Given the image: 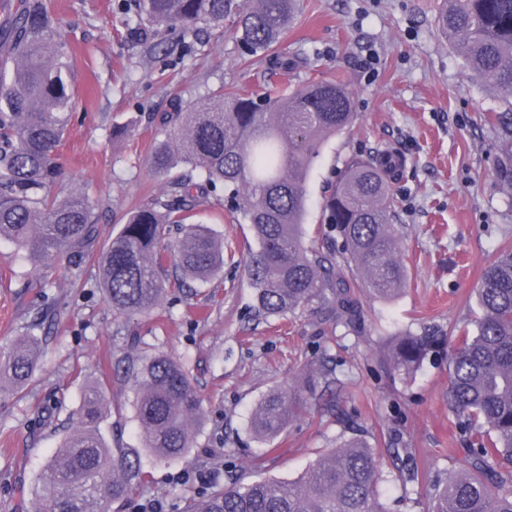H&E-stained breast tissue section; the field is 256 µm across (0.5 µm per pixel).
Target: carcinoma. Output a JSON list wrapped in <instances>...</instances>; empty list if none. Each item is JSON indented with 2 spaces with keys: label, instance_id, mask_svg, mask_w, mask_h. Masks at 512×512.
<instances>
[{
  "label": "carcinoma",
  "instance_id": "cac0c4a2",
  "mask_svg": "<svg viewBox=\"0 0 512 512\" xmlns=\"http://www.w3.org/2000/svg\"><path fill=\"white\" fill-rule=\"evenodd\" d=\"M139 23L182 25L185 36L224 28L237 18L239 41L251 53L272 50L297 11L296 0H139ZM438 29L463 56L472 76L512 97V0H442ZM70 56L45 0H17L0 24V238L30 256L81 251L94 241V205L85 194L49 195L60 165L57 147L69 113ZM343 84L318 81L288 92L229 89L177 104L158 119L149 157L161 176L180 169L151 203L133 212L99 258L100 288L119 314L152 311L168 288L208 282L224 270V240L193 222L199 195L224 187L229 212L251 225L257 249L244 259L260 318L283 317L313 303L346 308L352 288L390 299L407 283L392 229L399 202L392 190L397 165L382 150L346 161L324 196L322 223L339 232L345 262L359 276L329 280L332 257L305 243L306 182L324 140L350 123ZM501 175L512 181V111L497 112ZM181 229L164 243L171 225ZM481 315L448 345V408L466 437L469 467L430 481L426 512H512V250L499 254L478 288ZM443 342L431 333L405 336L388 365L412 374ZM38 342L29 339L0 357V389H18L34 370ZM129 373L137 387L143 447L159 460L185 456L201 402L188 369L158 355ZM105 397L85 388L71 432L35 483L45 512H110L140 476L139 453L110 448L96 424ZM296 395L278 390L254 410V433L282 432L299 412ZM383 462L357 439L339 445L296 482L236 479L191 501L188 512H386L379 484Z\"/></svg>",
  "mask_w": 512,
  "mask_h": 512
}]
</instances>
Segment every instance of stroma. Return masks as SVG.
<instances>
[{"mask_svg":"<svg viewBox=\"0 0 512 512\" xmlns=\"http://www.w3.org/2000/svg\"><path fill=\"white\" fill-rule=\"evenodd\" d=\"M48 2L81 103L51 192L88 194L98 236L71 261L33 262L0 240V356L24 337L40 342L27 386L0 392V512H38L32 485L70 432L85 386L97 382L103 437L139 449L143 471L112 512H143L152 500L164 512H187L191 498L243 474L294 480L352 437L385 458L388 512H424L428 488L406 472L444 478L467 462L448 410V359L428 356L406 376L390 370L388 355L398 337L435 328L451 338L471 326L484 269L512 248V183L500 175L498 134L484 120L504 111L505 99L471 76L437 30L440 0H299L277 45L280 55L307 58L293 69L247 55L232 16L223 31L194 39L152 28L140 36L123 23L137 18L138 0ZM328 78L346 86L355 118L325 140L310 171L305 238H316L322 198L346 160L391 147L405 160L393 185L405 290L381 302L352 289L344 319L316 304L256 318L240 260L254 245L252 230L231 220L218 190L200 198L196 219L237 253L223 275L169 289L147 314L113 311L98 258L129 213L164 188L149 165L156 116L222 86L262 93ZM158 354L186 363L203 409L192 448L169 462L141 449L136 388L125 373ZM284 386L304 407L282 433L259 438L251 415Z\"/></svg>","mask_w":512,"mask_h":512,"instance_id":"obj_1","label":"stroma"}]
</instances>
